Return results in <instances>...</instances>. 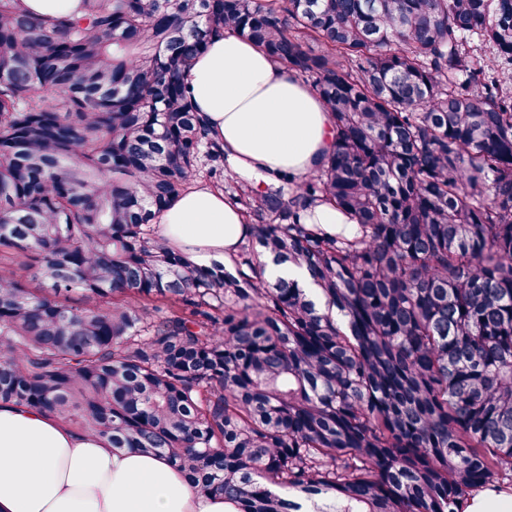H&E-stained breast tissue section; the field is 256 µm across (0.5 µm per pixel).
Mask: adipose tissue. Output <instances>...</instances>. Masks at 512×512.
Here are the masks:
<instances>
[{"label": "adipose tissue", "instance_id": "adipose-tissue-1", "mask_svg": "<svg viewBox=\"0 0 512 512\" xmlns=\"http://www.w3.org/2000/svg\"><path fill=\"white\" fill-rule=\"evenodd\" d=\"M210 137L236 174L304 179L332 152L336 132L317 93L251 41L213 37L186 75ZM155 223L199 265L224 260L249 226L223 190L199 185L176 197ZM0 512H235L198 495L165 457L112 450L45 411L0 403Z\"/></svg>", "mask_w": 512, "mask_h": 512}]
</instances>
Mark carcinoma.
Returning a JSON list of instances; mask_svg holds the SVG:
<instances>
[{
	"label": "carcinoma",
	"mask_w": 512,
	"mask_h": 512,
	"mask_svg": "<svg viewBox=\"0 0 512 512\" xmlns=\"http://www.w3.org/2000/svg\"><path fill=\"white\" fill-rule=\"evenodd\" d=\"M81 4L0 0V402L236 512H465L512 481V0ZM224 33L313 79L336 146L303 181L224 168L185 83ZM199 177L251 229L208 266L153 226ZM324 200L355 223H307ZM26 11L35 17H53L78 13L81 0H21ZM265 277L270 281H276L277 279L294 281L301 288L310 289L314 286L304 267L276 265L269 262L265 268Z\"/></svg>",
	"instance_id": "1"
}]
</instances>
